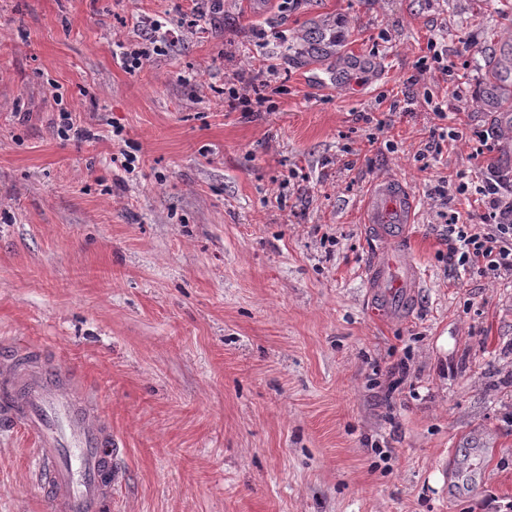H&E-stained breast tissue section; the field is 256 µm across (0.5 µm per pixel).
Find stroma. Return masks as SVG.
<instances>
[{
    "mask_svg": "<svg viewBox=\"0 0 512 512\" xmlns=\"http://www.w3.org/2000/svg\"><path fill=\"white\" fill-rule=\"evenodd\" d=\"M247 2L0 0V352L111 418L112 512H512V276L450 268L440 217L512 176V0ZM381 176L416 200L404 315L364 273ZM38 457L0 422V512H48Z\"/></svg>",
    "mask_w": 512,
    "mask_h": 512,
    "instance_id": "1",
    "label": "stroma"
}]
</instances>
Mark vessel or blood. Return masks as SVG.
Instances as JSON below:
<instances>
[{"mask_svg": "<svg viewBox=\"0 0 512 512\" xmlns=\"http://www.w3.org/2000/svg\"><path fill=\"white\" fill-rule=\"evenodd\" d=\"M415 200L396 177L369 186L364 224L389 250L366 269L370 296L379 310L406 311L421 286L412 253L402 246L414 221ZM0 418L23 428L38 443V468L51 488L53 512H110L112 425L72 374L47 364L0 358Z\"/></svg>", "mask_w": 512, "mask_h": 512, "instance_id": "b4317fda", "label": "vessel or blood"}]
</instances>
